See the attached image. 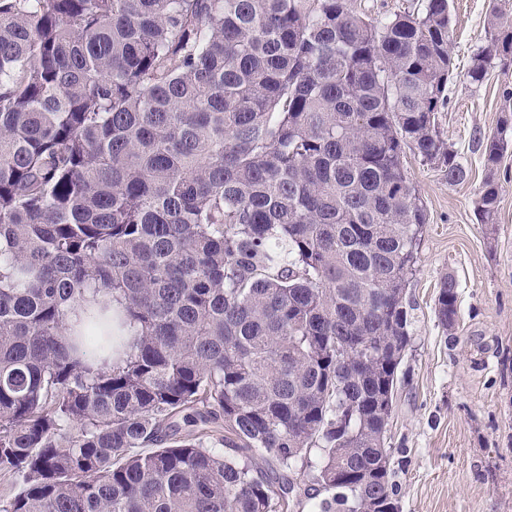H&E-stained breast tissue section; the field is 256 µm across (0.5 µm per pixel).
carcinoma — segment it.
Masks as SVG:
<instances>
[{
    "mask_svg": "<svg viewBox=\"0 0 512 512\" xmlns=\"http://www.w3.org/2000/svg\"><path fill=\"white\" fill-rule=\"evenodd\" d=\"M488 25L474 83L512 58V19ZM450 37L448 0L384 21L351 0H0V476L20 483L0 512H288L306 472L317 512H400L385 433L427 223L403 158L467 177L436 126ZM188 409L229 454L177 436Z\"/></svg>",
    "mask_w": 512,
    "mask_h": 512,
    "instance_id": "obj_1",
    "label": "carcinoma"
}]
</instances>
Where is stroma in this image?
I'll return each instance as SVG.
<instances>
[{
    "label": "stroma",
    "instance_id": "obj_1",
    "mask_svg": "<svg viewBox=\"0 0 512 512\" xmlns=\"http://www.w3.org/2000/svg\"><path fill=\"white\" fill-rule=\"evenodd\" d=\"M496 10L512 16V0H450L457 74L438 128L467 179L449 185L439 167L404 153L428 222L406 287L410 343L387 431L400 512H512V145L496 170V223L475 214L486 176L481 143L500 128L512 64L495 65L479 84L466 74ZM448 275L458 283L451 333L435 315Z\"/></svg>",
    "mask_w": 512,
    "mask_h": 512
}]
</instances>
